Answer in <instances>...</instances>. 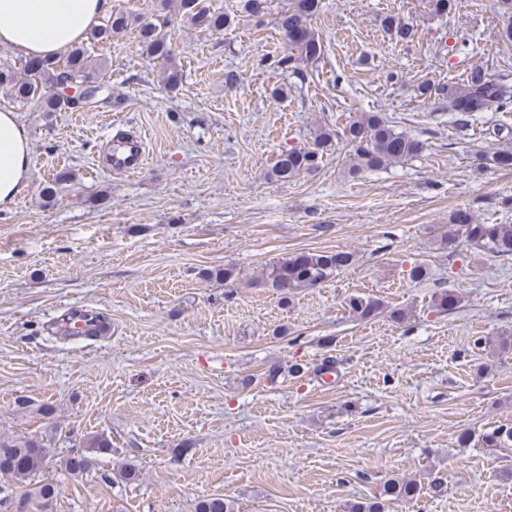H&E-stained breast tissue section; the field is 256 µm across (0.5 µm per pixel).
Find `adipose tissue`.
I'll return each instance as SVG.
<instances>
[{"label": "adipose tissue", "mask_w": 512, "mask_h": 512, "mask_svg": "<svg viewBox=\"0 0 512 512\" xmlns=\"http://www.w3.org/2000/svg\"><path fill=\"white\" fill-rule=\"evenodd\" d=\"M110 0H0V45L31 57L54 58L81 42L100 21ZM30 144L9 111H0V206L27 181Z\"/></svg>", "instance_id": "adipose-tissue-1"}]
</instances>
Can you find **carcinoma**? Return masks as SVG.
<instances>
[{
  "instance_id": "carcinoma-1",
  "label": "carcinoma",
  "mask_w": 512,
  "mask_h": 512,
  "mask_svg": "<svg viewBox=\"0 0 512 512\" xmlns=\"http://www.w3.org/2000/svg\"><path fill=\"white\" fill-rule=\"evenodd\" d=\"M202 2L178 0V10L196 26L213 33L224 31L228 18L202 5ZM319 9L320 0H295L293 7L278 13L275 27L285 43V53L276 61L278 68L299 73L302 65L320 59L323 46L311 26ZM129 22L130 16L126 12L115 10L106 24L90 32L88 39L106 41L127 30ZM168 25V16L159 15L155 21L142 26L139 45L146 58L165 66V87L173 92L179 87V71L167 34ZM383 26L393 38L407 40L412 35V28L393 16L384 17ZM104 85V70L93 63L81 45L72 48L62 59L28 60L21 72L8 67L0 70L1 87L8 89L19 102L37 103L43 112L78 110L89 106L81 95L62 93L66 87L100 88ZM438 93L448 95L449 109L459 128L470 126L480 112L512 109V86L491 78L479 67L470 72L463 88L450 94L440 89ZM334 136L332 130L321 129L311 147L281 152L273 168L274 176L286 180L316 169L323 155L331 150ZM342 136L353 146V171L356 174L385 168L418 156L425 149L423 141L395 131L377 112L363 113L358 120L345 126ZM497 136L503 139L502 147L486 157L485 161L499 169H510L512 130L499 128ZM459 235L464 236L478 251L512 258V224H479L468 211L459 209L450 215L444 243L452 244ZM352 260V254L345 251L295 254L272 264L265 274V284L286 295L294 289L310 288L325 282L335 272L351 265ZM459 303L458 293L443 289L435 294L432 307L441 313H448L455 310ZM347 306L353 315L368 320L380 313L382 301L351 296ZM481 441L487 448H511L512 425L502 424L492 428L483 433ZM62 464L70 473L81 476L90 470L92 459L83 452L73 453ZM50 467L49 453L39 441L0 440V477L14 481L19 488L15 496L0 500V505L6 506L5 512H55L58 489L44 477ZM421 491L422 486L415 482L388 480L378 497L368 503L352 506V512H387L390 501L400 498L413 500L420 497ZM197 512H234V507L222 497H210L198 503Z\"/></svg>"
}]
</instances>
